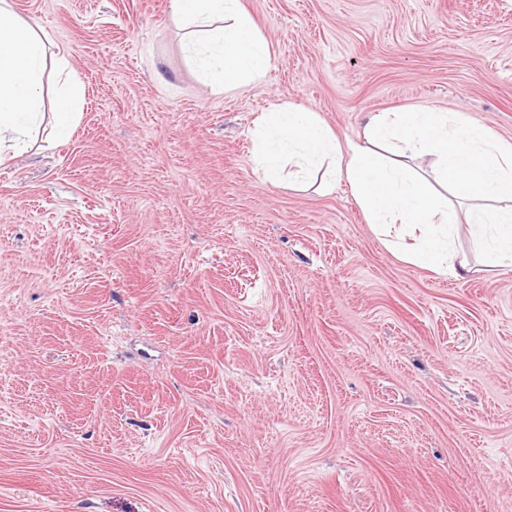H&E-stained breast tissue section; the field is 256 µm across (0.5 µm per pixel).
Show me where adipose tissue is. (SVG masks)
<instances>
[{"instance_id":"1","label":"adipose tissue","mask_w":512,"mask_h":512,"mask_svg":"<svg viewBox=\"0 0 512 512\" xmlns=\"http://www.w3.org/2000/svg\"><path fill=\"white\" fill-rule=\"evenodd\" d=\"M187 29L188 50L205 79L261 80L271 67L267 43L242 0H173ZM47 36L18 18L0 0V165L34 141L49 145L80 118L86 87L62 72L52 120L43 112L42 78ZM438 155L437 177L445 193L411 170L404 156ZM253 162L278 180L286 161L316 170L324 188L346 181L369 223L417 232L410 262L455 276L471 273L464 254L453 253L450 226L466 219L482 248L485 268L512 265V146L487 128L433 109L370 114L363 142H341L318 113L280 105L263 113L253 133Z\"/></svg>"}]
</instances>
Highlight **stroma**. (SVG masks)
Instances as JSON below:
<instances>
[{"label":"stroma","mask_w":512,"mask_h":512,"mask_svg":"<svg viewBox=\"0 0 512 512\" xmlns=\"http://www.w3.org/2000/svg\"><path fill=\"white\" fill-rule=\"evenodd\" d=\"M222 90L171 0H12L82 116L0 165V512H512V268L407 262L347 183L275 185L271 107L512 143V0H242Z\"/></svg>","instance_id":"obj_1"}]
</instances>
